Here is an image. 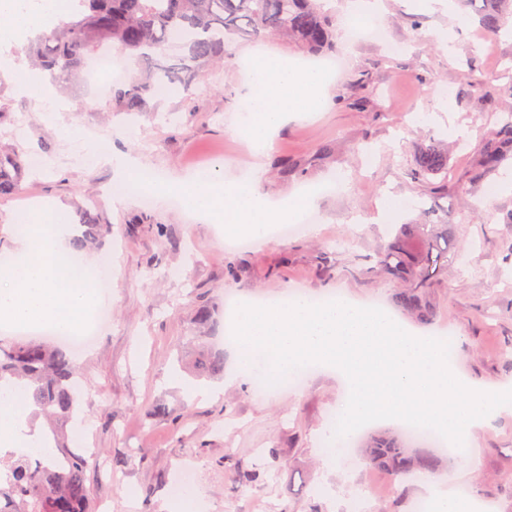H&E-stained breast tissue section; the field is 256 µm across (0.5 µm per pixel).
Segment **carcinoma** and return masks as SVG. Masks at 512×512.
Masks as SVG:
<instances>
[{"label":"carcinoma","instance_id":"carcinoma-1","mask_svg":"<svg viewBox=\"0 0 512 512\" xmlns=\"http://www.w3.org/2000/svg\"><path fill=\"white\" fill-rule=\"evenodd\" d=\"M467 0L481 26L494 33L512 21V0ZM336 27L320 0H73L70 13L26 47L35 62L57 81L80 77L88 60L114 52L137 68L115 88L112 111L144 112L152 100L190 91L198 69L224 60L226 43L236 37H279L303 54L317 57L335 48ZM181 55L172 64L159 56L171 46ZM512 151V117L487 132L465 182L481 180ZM448 150L438 143L420 149L412 176L440 188L448 175ZM26 163L13 148L0 146V196L23 190ZM109 225L88 216L73 246L83 250L98 242ZM460 252L458 227L444 219L425 224H393L391 239L377 265L395 284L396 306L421 322L433 316L428 292L448 258ZM207 375L224 374V356L208 353L198 361ZM22 386L27 398L53 423L49 455L33 462L27 456L0 463L13 473L0 483V512H91L86 485L89 459L70 448L66 426L74 420L80 384L70 355L38 338L0 344V382ZM366 460L395 477L416 471L438 473L439 459L408 446L401 433L382 428L370 435Z\"/></svg>","mask_w":512,"mask_h":512}]
</instances>
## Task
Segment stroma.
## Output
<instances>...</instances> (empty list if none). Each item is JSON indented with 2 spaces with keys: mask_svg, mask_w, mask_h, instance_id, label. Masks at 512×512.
<instances>
[{
  "mask_svg": "<svg viewBox=\"0 0 512 512\" xmlns=\"http://www.w3.org/2000/svg\"><path fill=\"white\" fill-rule=\"evenodd\" d=\"M347 0H327L336 18L340 62L318 112L291 118L269 151L255 156L236 129L250 80V58L288 54L281 41L235 39L224 64L208 69L189 94L162 100L151 112L108 117L112 85L86 80L62 94L64 111L47 112L0 77L9 113L0 141L38 164L23 197L0 198V262L14 252L13 218L21 198L65 207L71 224L85 211L112 233L101 245L112 266L110 314L96 344L74 364L81 400L76 427L104 467H92L87 485L96 512H170L171 490L192 470L203 494L202 512H349L366 490L378 496L374 512H414L429 494L428 478L402 480L342 449L327 464L322 434L336 416L344 387L333 373L314 372L300 389L258 393L240 374L225 340L228 297L271 299L339 293L358 302L389 305L394 284L371 261L389 227L432 208L460 224L461 256L429 291L431 322L413 323L426 336H453L456 372L491 392L512 388V157L475 183L464 184L484 134L512 110V33H487L459 22L458 0L426 11L417 0H381L383 36H346ZM366 96L354 109L341 97ZM445 103L440 112L436 103ZM453 144L448 187L432 194L411 176L415 155L429 139ZM105 142L112 155L137 159L153 178H182L199 165L223 162L233 180L259 169L261 190L285 201L318 187L309 206L314 220L280 242L228 249L220 226L184 211L177 201L138 195L114 203L110 166H88L90 147ZM389 195L401 210L380 208ZM210 323L197 324L198 306ZM224 355V373L211 378L218 398L200 401L173 386L192 367L198 348ZM464 462L441 465L455 473L452 491L480 495L494 512H512V404L465 440ZM259 482L242 483L244 471Z\"/></svg>",
  "mask_w": 512,
  "mask_h": 512,
  "instance_id": "35a3bbf8",
  "label": "stroma"
}]
</instances>
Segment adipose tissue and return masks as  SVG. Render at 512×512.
Segmentation results:
<instances>
[{
  "mask_svg": "<svg viewBox=\"0 0 512 512\" xmlns=\"http://www.w3.org/2000/svg\"><path fill=\"white\" fill-rule=\"evenodd\" d=\"M62 7V0H42V10L35 15L23 11L20 0H0V42L33 34L41 19ZM328 80L327 72L301 68L287 56L255 55L242 114V129L252 152L265 154L275 132L292 114L320 111ZM89 159L110 164L117 182L137 180L159 196L177 197L185 210L221 225L228 236L245 233L256 241H265L269 225L300 223L310 204L309 199L297 197L284 205L268 203L253 173L227 183L215 172L205 170L158 184L142 176L132 158L95 150ZM17 221L26 225L27 231L17 238L13 259L0 267V278L6 281L0 289V321L12 325L48 323L62 336L79 332L98 307L93 286L98 256L81 255L71 248L69 214L64 209L50 208L44 218L21 215ZM25 401L22 388L0 391V449L37 452L39 443L24 426Z\"/></svg>",
  "mask_w": 512,
  "mask_h": 512,
  "instance_id": "ef3b65f1",
  "label": "adipose tissue"
}]
</instances>
